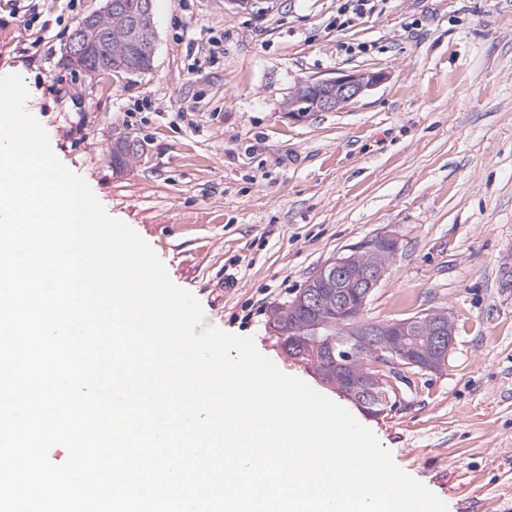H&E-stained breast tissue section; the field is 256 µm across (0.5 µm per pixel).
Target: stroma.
I'll return each mask as SVG.
<instances>
[{
    "label": "stroma",
    "instance_id": "1",
    "mask_svg": "<svg viewBox=\"0 0 512 512\" xmlns=\"http://www.w3.org/2000/svg\"><path fill=\"white\" fill-rule=\"evenodd\" d=\"M156 0L152 70L107 85L65 50L97 0H39L43 31L0 12V74L59 161L136 230L207 325L253 336L286 374L335 392L271 335L274 307L328 260L387 232L400 248L364 311L444 310L447 367L361 416L448 512H512V0ZM385 81L336 112L288 121L302 79ZM141 143L112 164L113 140Z\"/></svg>",
    "mask_w": 512,
    "mask_h": 512
}]
</instances>
